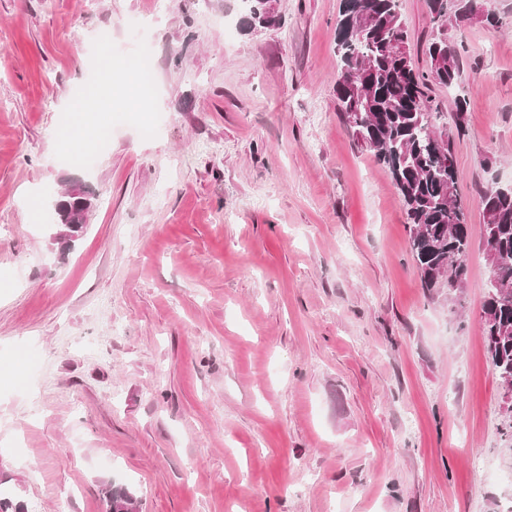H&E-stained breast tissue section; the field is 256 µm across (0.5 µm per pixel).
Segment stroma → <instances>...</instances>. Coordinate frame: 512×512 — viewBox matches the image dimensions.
I'll list each match as a JSON object with an SVG mask.
<instances>
[{
	"instance_id": "35a3bbf8",
	"label": "stroma",
	"mask_w": 512,
	"mask_h": 512,
	"mask_svg": "<svg viewBox=\"0 0 512 512\" xmlns=\"http://www.w3.org/2000/svg\"><path fill=\"white\" fill-rule=\"evenodd\" d=\"M0 0V496L24 512H512V421L489 365L480 198L512 185V0L461 51L453 133L472 238L462 294H428L401 199L338 112L340 0ZM411 55L437 36L399 0ZM112 139L61 136L97 55ZM79 183L78 237L50 189ZM39 196L43 212L28 222ZM241 12L240 21L246 31H252L253 25L259 23L258 19L269 15L272 20H276L275 10L271 0H240ZM267 11V9H269ZM99 69L105 74L111 84L115 79H119L133 84L140 93L148 90V84L143 79L137 58H127L123 62L115 64L112 63V55L104 53Z\"/></svg>"
}]
</instances>
